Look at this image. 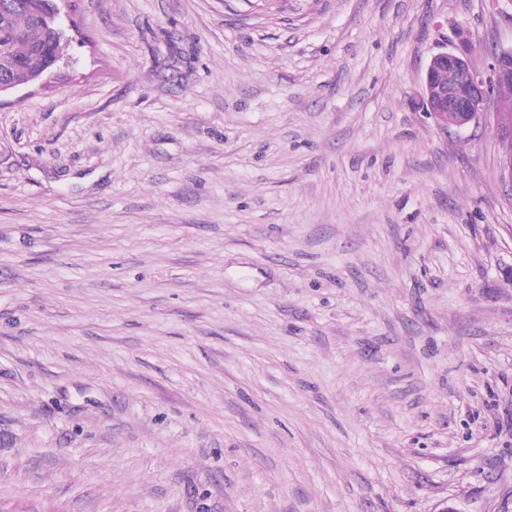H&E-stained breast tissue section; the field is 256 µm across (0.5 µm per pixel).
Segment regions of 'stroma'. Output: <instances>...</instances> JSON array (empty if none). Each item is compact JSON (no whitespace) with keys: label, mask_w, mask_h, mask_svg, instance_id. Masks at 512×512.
Here are the masks:
<instances>
[{"label":"stroma","mask_w":512,"mask_h":512,"mask_svg":"<svg viewBox=\"0 0 512 512\" xmlns=\"http://www.w3.org/2000/svg\"><path fill=\"white\" fill-rule=\"evenodd\" d=\"M0 97V512H512V0H74ZM457 43L452 50L433 55L424 76L423 102L427 112L444 129H462L479 123L482 112L490 104L500 111H512V96L499 98L496 88L512 91V48L500 49L492 54L490 75L484 76L471 65L469 57L473 43L464 30L456 35ZM439 75L443 84L437 80ZM510 82V83H508ZM512 114V112H510ZM499 139L502 148L499 178L512 196V129H501Z\"/></svg>","instance_id":"obj_1"}]
</instances>
